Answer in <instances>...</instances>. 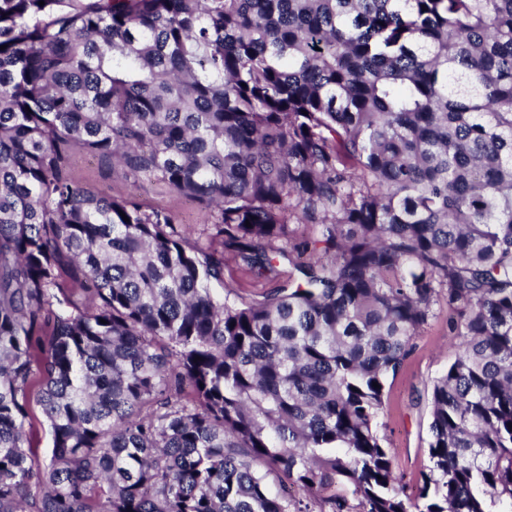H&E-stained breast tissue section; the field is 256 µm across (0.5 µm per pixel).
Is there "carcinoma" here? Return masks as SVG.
<instances>
[{"label":"carcinoma","instance_id":"carcinoma-1","mask_svg":"<svg viewBox=\"0 0 512 512\" xmlns=\"http://www.w3.org/2000/svg\"><path fill=\"white\" fill-rule=\"evenodd\" d=\"M2 45L0 512L512 510V0H0ZM80 152L210 209L259 276L307 259L224 299ZM442 302L411 497L381 418ZM31 426L34 434V446L37 457L41 462L45 461L51 452L52 439L48 430L47 422L41 409L36 405L32 398L30 401Z\"/></svg>","mask_w":512,"mask_h":512}]
</instances>
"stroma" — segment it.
<instances>
[{
    "mask_svg": "<svg viewBox=\"0 0 512 512\" xmlns=\"http://www.w3.org/2000/svg\"><path fill=\"white\" fill-rule=\"evenodd\" d=\"M73 171L77 181L85 187L111 196L134 197L147 209L169 211L185 240L205 242L210 252L223 258L224 279L212 284L216 293L232 300L240 297L261 300L295 274L288 259L281 257L276 262L277 277L255 275L241 254L225 246L223 239L205 238L206 211L191 199L173 194L163 184L127 180L97 157L83 153L74 156ZM446 316V310H439L437 318L420 332L411 355L387 386L382 431L387 438L395 473L406 486L413 485L428 465L429 416L425 391L457 353L459 340L449 333Z\"/></svg>",
    "mask_w": 512,
    "mask_h": 512,
    "instance_id": "obj_1",
    "label": "stroma"
}]
</instances>
